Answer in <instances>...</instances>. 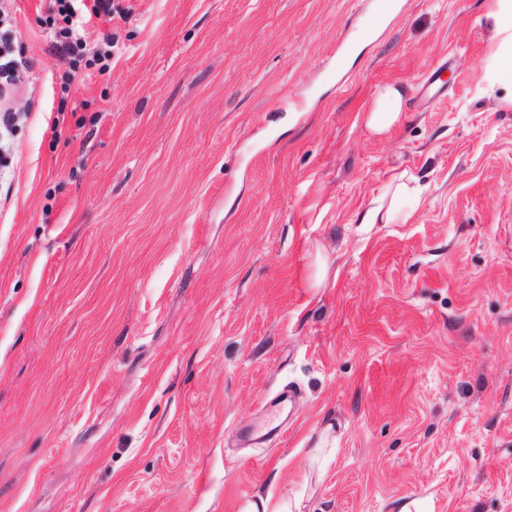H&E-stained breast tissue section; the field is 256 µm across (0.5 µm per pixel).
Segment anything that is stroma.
Listing matches in <instances>:
<instances>
[{
    "label": "stroma",
    "instance_id": "stroma-1",
    "mask_svg": "<svg viewBox=\"0 0 512 512\" xmlns=\"http://www.w3.org/2000/svg\"><path fill=\"white\" fill-rule=\"evenodd\" d=\"M372 2L121 0L82 31L105 69L50 54L49 0L0 18L36 63L0 131V512H512L496 0H407L369 39ZM386 84L408 118L375 135ZM401 173L412 217L361 223ZM287 385L281 436L235 447ZM332 428V424H329L325 427L322 434L319 436L317 441L313 444V447L310 448L309 455L314 462H318L322 460V464L320 466L321 473H324L325 466L330 460L331 456L334 454L335 447V439H332V442H329L330 430ZM331 447L329 452L325 453V449ZM301 503V496H290L288 492L279 494L276 499H273L271 494L257 495L247 501L239 512H300Z\"/></svg>",
    "mask_w": 512,
    "mask_h": 512
}]
</instances>
